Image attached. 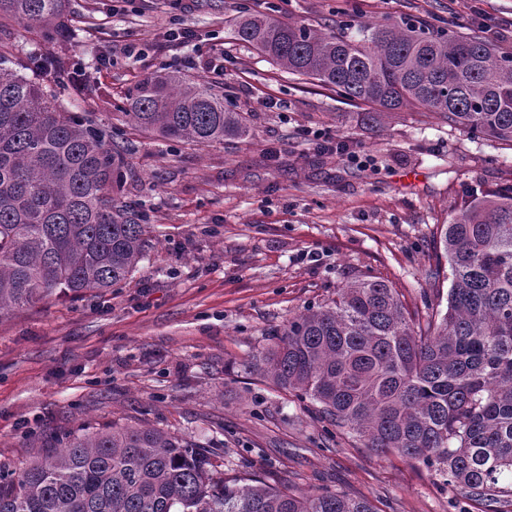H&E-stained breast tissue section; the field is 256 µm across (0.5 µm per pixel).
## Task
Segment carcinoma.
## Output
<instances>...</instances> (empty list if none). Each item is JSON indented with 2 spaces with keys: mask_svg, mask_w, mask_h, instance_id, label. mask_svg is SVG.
<instances>
[{
  "mask_svg": "<svg viewBox=\"0 0 512 512\" xmlns=\"http://www.w3.org/2000/svg\"><path fill=\"white\" fill-rule=\"evenodd\" d=\"M241 10L235 37L288 74L382 113L426 108L450 125L512 142V54L434 24L315 29ZM71 0H0V33L36 28L58 44ZM0 44V317L61 294L79 298L125 281L150 249L146 212L122 196L129 148L87 117L60 112L54 91ZM137 133L208 145L243 140L242 112L224 94L175 73L125 94ZM446 310L420 323L388 281L359 276L325 304L273 331L253 364L380 455L437 472L485 512L512 501V188L471 195L442 226ZM216 465L185 435L113 423L39 451L0 474V512H376L341 492H295Z\"/></svg>",
  "mask_w": 512,
  "mask_h": 512,
  "instance_id": "carcinoma-1",
  "label": "carcinoma"
}]
</instances>
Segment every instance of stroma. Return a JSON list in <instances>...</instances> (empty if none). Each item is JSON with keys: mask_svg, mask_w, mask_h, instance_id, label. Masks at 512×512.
<instances>
[{"mask_svg": "<svg viewBox=\"0 0 512 512\" xmlns=\"http://www.w3.org/2000/svg\"><path fill=\"white\" fill-rule=\"evenodd\" d=\"M257 0H196L183 14L197 33L163 42V0H71L64 45L12 26L19 59L53 51L63 67L73 45L93 42L85 87H62L66 108L118 125L117 106L144 76L175 71L224 93L245 113L240 142L187 145L135 137L123 191L149 215L153 249L125 283L96 296H67L0 318V471L21 468L80 427L145 420L210 442L225 472L278 487L368 498L378 512H482L419 463L378 457L323 419L310 401L251 372L274 328L326 303L356 276L397 288L409 311L437 303L434 243L473 189L512 187V144L451 126L423 108L362 124L363 105L285 74L232 31ZM285 20L336 26L420 23L488 36L512 20V0H283ZM151 45L124 58L126 32ZM224 56L222 69L201 63ZM269 98L287 111L266 109ZM360 144L367 166L319 153L313 132Z\"/></svg>", "mask_w": 512, "mask_h": 512, "instance_id": "obj_1", "label": "stroma"}]
</instances>
